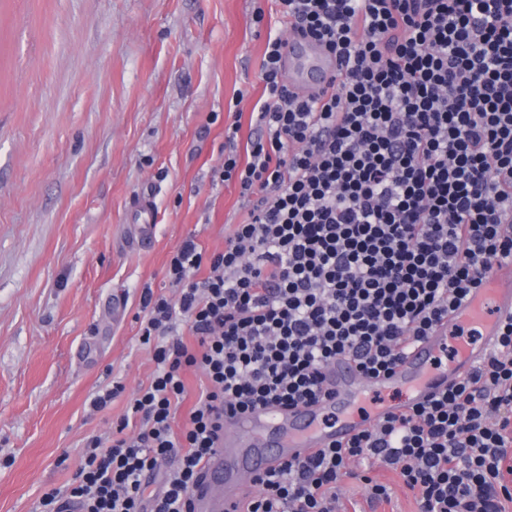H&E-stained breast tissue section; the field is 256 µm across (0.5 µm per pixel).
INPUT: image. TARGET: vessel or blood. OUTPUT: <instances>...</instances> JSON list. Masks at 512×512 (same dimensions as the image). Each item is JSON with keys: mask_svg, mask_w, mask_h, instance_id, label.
I'll return each mask as SVG.
<instances>
[{"mask_svg": "<svg viewBox=\"0 0 512 512\" xmlns=\"http://www.w3.org/2000/svg\"><path fill=\"white\" fill-rule=\"evenodd\" d=\"M283 75L303 95L326 89L340 71L337 57L298 32L282 46ZM133 223L155 222L150 194L133 202ZM512 318V262L495 266L482 287L473 289L435 330L413 344L392 372L365 379L353 361L336 359L325 370L322 399L292 409L257 408L224 414L221 448L202 465L194 489L195 512H242L248 477L284 460L302 459L315 450L351 439L390 414L422 404L469 376L491 352L504 320ZM452 357H445L447 347ZM403 391L399 400L369 410L360 405L368 394Z\"/></svg>", "mask_w": 512, "mask_h": 512, "instance_id": "vessel-or-blood-1", "label": "vessel or blood"}]
</instances>
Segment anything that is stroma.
<instances>
[{"mask_svg": "<svg viewBox=\"0 0 512 512\" xmlns=\"http://www.w3.org/2000/svg\"><path fill=\"white\" fill-rule=\"evenodd\" d=\"M280 28L250 0H0V512H34L108 435L126 401L95 413L96 392L148 382L135 317L144 286L169 292L171 251L223 249L243 221L209 115L238 101L245 154ZM131 220L133 224H143L144 228L149 229L155 222L154 203L150 193L139 195L132 205Z\"/></svg>", "mask_w": 512, "mask_h": 512, "instance_id": "obj_1", "label": "stroma"}]
</instances>
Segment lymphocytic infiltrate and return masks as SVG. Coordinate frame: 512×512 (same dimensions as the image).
Returning <instances> with one entry per match:
<instances>
[{
  "label": "lymphocytic infiltrate",
  "instance_id": "obj_1",
  "mask_svg": "<svg viewBox=\"0 0 512 512\" xmlns=\"http://www.w3.org/2000/svg\"><path fill=\"white\" fill-rule=\"evenodd\" d=\"M273 2L344 67L301 96L282 79L280 37L267 38L257 134L242 160L240 123L225 127L215 169L247 216L222 251L189 238L171 252V294L144 287L138 336L157 368L133 394L116 381L91 400L126 397L125 413L35 512H195L225 409L317 401L340 357L368 378L391 372L512 260V0ZM190 370L205 382L176 430ZM377 465L418 512H512V320L438 398L253 476L246 512H341L346 478L390 502Z\"/></svg>",
  "mask_w": 512,
  "mask_h": 512
}]
</instances>
